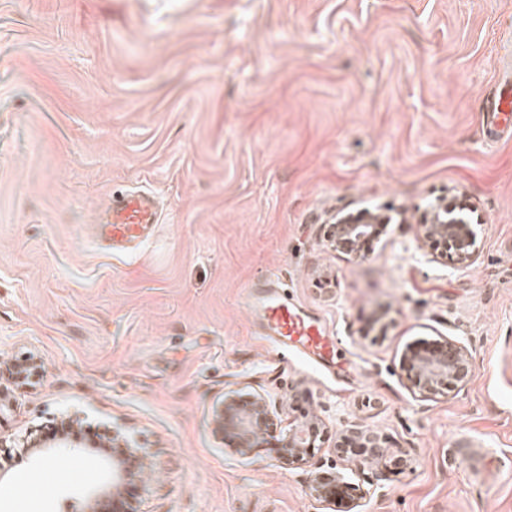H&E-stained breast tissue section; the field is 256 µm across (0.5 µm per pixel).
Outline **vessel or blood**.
Returning <instances> with one entry per match:
<instances>
[{"label": "vessel or blood", "instance_id": "b4317fda", "mask_svg": "<svg viewBox=\"0 0 512 512\" xmlns=\"http://www.w3.org/2000/svg\"><path fill=\"white\" fill-rule=\"evenodd\" d=\"M488 138L512 131V80L504 79L482 114ZM159 222L158 205L143 191H126L113 197L101 220V234L113 250L139 247ZM245 305L257 317L262 336L282 351L300 353L314 361L336 358V339L315 317L304 313L276 276H267L262 289L248 287Z\"/></svg>", "mask_w": 512, "mask_h": 512}]
</instances>
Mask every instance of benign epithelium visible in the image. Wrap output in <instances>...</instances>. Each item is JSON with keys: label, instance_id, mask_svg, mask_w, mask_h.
<instances>
[{"label": "benign epithelium", "instance_id": "1", "mask_svg": "<svg viewBox=\"0 0 512 512\" xmlns=\"http://www.w3.org/2000/svg\"><path fill=\"white\" fill-rule=\"evenodd\" d=\"M331 241L336 250L351 253V248L376 233L377 219L371 213L362 214V219L338 217L333 224ZM422 240L441 246L461 265L475 262L478 254L477 234L474 224L461 209L452 206L433 207L420 225ZM400 367L411 386L427 397L448 393L468 384L473 377V362L467 349L452 340L433 344L428 349L407 347L400 356ZM276 405L261 394L246 397L225 398L216 404L213 413L214 431L219 435L232 431L233 445L240 454L248 453L263 427L271 423ZM345 439H350L361 448L362 461L384 456L379 434L357 423L348 425ZM321 438V423L294 420L281 435L280 458L285 464L308 457L317 448ZM315 495L327 503L345 496L341 474L332 470L318 473L314 478Z\"/></svg>", "mask_w": 512, "mask_h": 512}]
</instances>
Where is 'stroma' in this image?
Returning <instances> with one entry per match:
<instances>
[{
	"instance_id": "1",
	"label": "stroma",
	"mask_w": 512,
	"mask_h": 512,
	"mask_svg": "<svg viewBox=\"0 0 512 512\" xmlns=\"http://www.w3.org/2000/svg\"><path fill=\"white\" fill-rule=\"evenodd\" d=\"M508 27L512 0H0V512H85L102 435L148 471L96 512H341L311 489L331 464L351 512H512V135L479 119ZM117 189L163 205L124 254L95 237ZM441 197L481 219L471 266L420 245ZM353 208L407 221L349 256L327 231ZM270 274L336 333L335 369L258 335L244 290ZM438 339L474 377L426 397L399 359ZM251 393L271 435L324 422L314 457L213 432ZM69 418L53 462L26 447ZM351 420L381 460L337 458Z\"/></svg>"
}]
</instances>
